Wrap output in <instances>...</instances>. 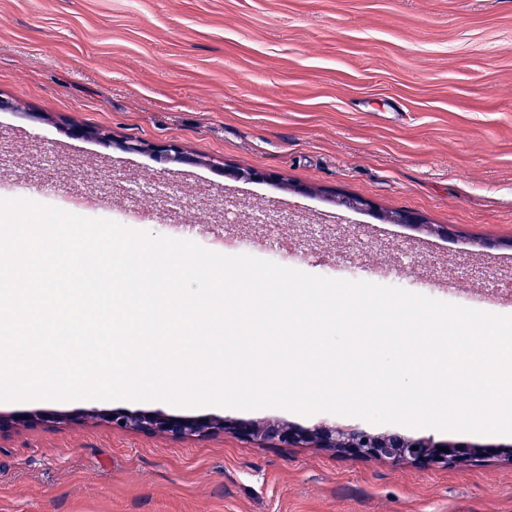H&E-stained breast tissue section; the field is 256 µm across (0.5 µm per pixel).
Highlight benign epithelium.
Here are the masks:
<instances>
[{"instance_id":"benign-epithelium-1","label":"benign epithelium","mask_w":512,"mask_h":512,"mask_svg":"<svg viewBox=\"0 0 512 512\" xmlns=\"http://www.w3.org/2000/svg\"><path fill=\"white\" fill-rule=\"evenodd\" d=\"M130 152L152 153L161 162H188L179 146L175 144L148 145L139 141L125 143ZM109 421L115 428L137 431L143 426L155 434H165L178 438L195 437L201 434L200 421L165 417L160 414H132L114 410ZM265 439L283 448L300 443H314L321 448H331L343 457L365 455L387 459L395 464L411 463L423 471L444 469L457 461L458 445H448V451L439 450V445L424 438H403L396 435L377 436L366 430L351 429L338 432L323 427L315 432L288 428L270 423L263 429Z\"/></svg>"}]
</instances>
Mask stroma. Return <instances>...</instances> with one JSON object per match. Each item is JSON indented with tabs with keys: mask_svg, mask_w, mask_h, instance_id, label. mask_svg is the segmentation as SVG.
Wrapping results in <instances>:
<instances>
[{
	"mask_svg": "<svg viewBox=\"0 0 512 512\" xmlns=\"http://www.w3.org/2000/svg\"><path fill=\"white\" fill-rule=\"evenodd\" d=\"M0 197L54 179L156 231L298 239L289 267L512 316V0H0ZM176 143L187 164L130 153ZM262 173L259 182L232 178ZM368 201L350 210L341 198ZM396 211L417 216L393 224ZM464 444L423 472L223 429L177 439L112 410ZM0 512H512V435L163 401H0Z\"/></svg>",
	"mask_w": 512,
	"mask_h": 512,
	"instance_id": "stroma-1",
	"label": "stroma"
}]
</instances>
